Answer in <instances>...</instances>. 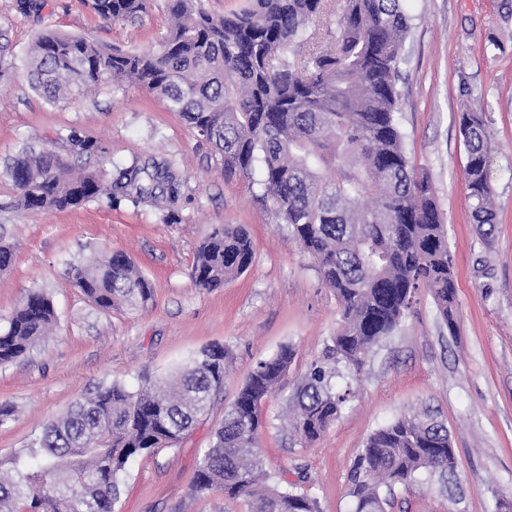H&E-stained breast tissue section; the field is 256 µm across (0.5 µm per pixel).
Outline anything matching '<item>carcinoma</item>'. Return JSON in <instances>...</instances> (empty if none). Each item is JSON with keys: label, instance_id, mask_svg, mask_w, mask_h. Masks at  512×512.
<instances>
[{"label": "carcinoma", "instance_id": "obj_1", "mask_svg": "<svg viewBox=\"0 0 512 512\" xmlns=\"http://www.w3.org/2000/svg\"><path fill=\"white\" fill-rule=\"evenodd\" d=\"M147 0H92L114 21L133 20ZM405 0H245L213 17L201 0H166L171 30L153 48L112 52L79 34L42 33L29 50L32 87L49 102L101 86L140 85L178 112L209 143L224 172L258 175L276 216L336 295L341 316L324 360L312 364L291 399L289 432L302 446L336 421L349 392L336 365L360 372L365 356L402 323L417 292L429 291L452 331L457 283L441 212L404 146L397 80L411 29ZM336 13V34L320 44L319 20ZM471 217L495 224L489 143L482 115L460 116ZM71 151H103L70 134ZM18 211L66 210L121 193L139 201L175 192L177 175L133 167L104 187L92 174L66 176L49 149L25 148L6 169ZM253 262L246 229L224 224L197 250L195 286L214 290ZM73 284L101 311L143 307L151 280L123 252L70 267ZM56 322L52 299L31 290L0 329V365L26 356ZM294 352L260 359L224 410L190 484L241 499L249 512H319L292 484L261 483L256 452L262 404L288 372ZM230 349L213 344L168 377L130 391L101 386L45 422L23 452L0 461V512H114L129 462L177 446L224 389ZM456 458L448 427L426 411L401 416L365 441L349 476L353 512H386L382 488L423 472L445 476Z\"/></svg>", "mask_w": 512, "mask_h": 512}]
</instances>
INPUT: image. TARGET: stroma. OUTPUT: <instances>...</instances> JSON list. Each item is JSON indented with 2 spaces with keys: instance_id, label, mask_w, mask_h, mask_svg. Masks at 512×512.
<instances>
[{
  "instance_id": "35a3bbf8",
  "label": "stroma",
  "mask_w": 512,
  "mask_h": 512,
  "mask_svg": "<svg viewBox=\"0 0 512 512\" xmlns=\"http://www.w3.org/2000/svg\"><path fill=\"white\" fill-rule=\"evenodd\" d=\"M26 16L0 0V34L15 66L0 82V230L16 248L0 273V328L31 290L46 292L57 313L52 334L27 356L0 366V403L15 417L0 426V457L25 448L41 425L73 402L114 382L137 390L167 376L201 350L228 345L232 366L205 421L183 442L132 461L115 512H247L223 492L191 493L212 428L255 363L281 346L294 361L262 407L259 439L272 480L287 478L315 496L320 512H352L349 475L367 437L397 417L425 409L448 427L457 471L448 487L421 474L396 486L389 512H496L512 502V0H410L412 29L401 66L400 123L418 175L427 177L448 233L457 279L458 329L449 332L432 296L419 290L411 312L365 359L335 383L350 396L339 418L311 446L286 428L287 404L311 364L322 360L339 313L333 292L276 216L261 188L226 178L210 146L166 103L138 86H103L53 104L27 81L28 49L47 30L89 35L110 48L159 44L169 20L165 0H150L141 19L116 22L87 0H43ZM481 113L491 153L496 223L482 235L465 186L463 110ZM101 141L104 153L78 158L70 133ZM50 149L75 171L104 180L155 162L180 177L175 194L133 204L117 197L65 211L10 209L6 176L23 145ZM244 225L254 259L223 288L192 281L196 250L213 228ZM122 251L148 276L154 296L137 310H98L76 288L71 264Z\"/></svg>"
}]
</instances>
